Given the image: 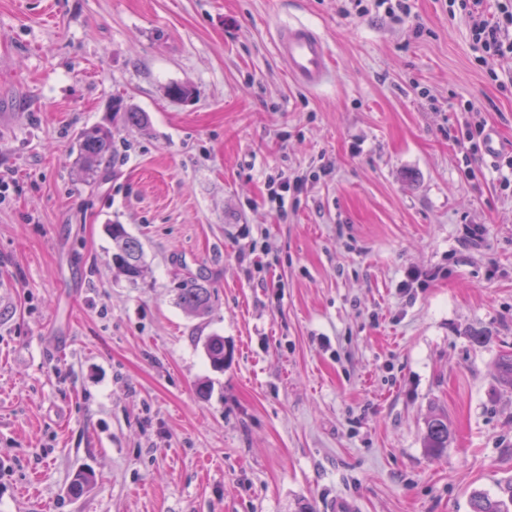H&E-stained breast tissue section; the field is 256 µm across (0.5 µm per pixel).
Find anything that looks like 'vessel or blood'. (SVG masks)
Listing matches in <instances>:
<instances>
[{"mask_svg": "<svg viewBox=\"0 0 512 512\" xmlns=\"http://www.w3.org/2000/svg\"><path fill=\"white\" fill-rule=\"evenodd\" d=\"M276 46L288 62L289 75L301 87L311 91L328 79L330 53L317 29L305 24L279 27Z\"/></svg>", "mask_w": 512, "mask_h": 512, "instance_id": "vessel-or-blood-1", "label": "vessel or blood"}]
</instances>
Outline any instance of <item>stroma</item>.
Wrapping results in <instances>:
<instances>
[{
    "instance_id": "35a3bbf8",
    "label": "stroma",
    "mask_w": 512,
    "mask_h": 512,
    "mask_svg": "<svg viewBox=\"0 0 512 512\" xmlns=\"http://www.w3.org/2000/svg\"><path fill=\"white\" fill-rule=\"evenodd\" d=\"M409 3L421 32L343 0H0V512H470L512 479V59L478 63L458 0ZM297 22L334 55L314 92L276 50ZM476 121L496 160L456 144ZM112 142V131L101 126L87 128L77 135L78 164L90 182L99 177L102 164L112 160ZM267 186L269 201L274 204L272 210L277 216H284L288 212V193L291 189L289 179L281 175L278 182L269 180ZM107 230L115 244V252L112 253L113 268L117 275L124 276L133 285L137 284L145 273L141 241L131 236L121 224H110ZM211 295V289L197 278H194L178 288V303L188 312L202 315L210 307ZM451 432L448 419L442 415L431 417L426 423L425 448L430 455H439L448 448Z\"/></svg>"
}]
</instances>
